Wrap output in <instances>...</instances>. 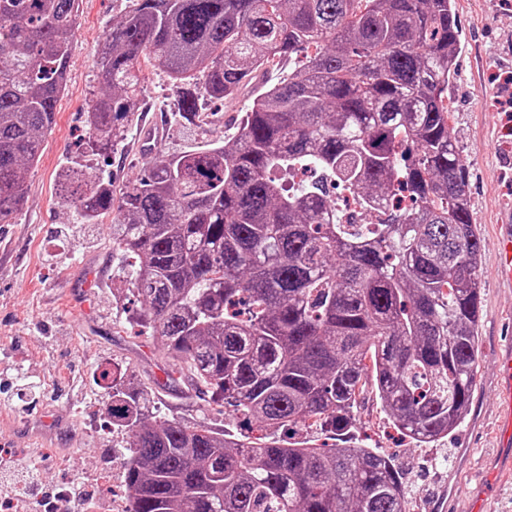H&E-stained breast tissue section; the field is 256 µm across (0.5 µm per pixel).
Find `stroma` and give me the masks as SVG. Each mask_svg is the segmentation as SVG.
<instances>
[{"label": "stroma", "mask_w": 512, "mask_h": 512, "mask_svg": "<svg viewBox=\"0 0 512 512\" xmlns=\"http://www.w3.org/2000/svg\"><path fill=\"white\" fill-rule=\"evenodd\" d=\"M129 0H81L69 80L43 137L37 163L25 171V202L12 223L0 224V461L34 459L52 493L83 492L95 512L125 502L126 432L108 416L111 392L94 379L97 367L127 366L154 386V406L185 425L239 430L232 413L211 409L188 388L159 341L123 332L112 277L121 264L109 221L72 223L59 204V174L88 140L84 114L100 97L95 61L105 32ZM460 30L451 135L468 163V196L482 242V312L472 406L462 426L430 448L401 440L374 397L356 412L355 432L393 455L404 473L410 512H467L485 499L491 512H512V462L505 448L512 400L498 365L512 353V284L497 265V240L512 218V0H456ZM287 64H272L236 97L201 96L203 116H178V88L145 68L147 110L126 127L113 151L97 155L98 174L120 190L161 155H176L232 136L253 95L277 83Z\"/></svg>", "instance_id": "35a3bbf8"}]
</instances>
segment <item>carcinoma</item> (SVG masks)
Here are the masks:
<instances>
[{
  "mask_svg": "<svg viewBox=\"0 0 512 512\" xmlns=\"http://www.w3.org/2000/svg\"><path fill=\"white\" fill-rule=\"evenodd\" d=\"M78 2L0 0V224L54 125ZM459 42L454 0H131L112 23L86 112L97 153L142 110L145 65L183 86L191 124L197 74L224 100L288 62L231 139L157 158L118 197L87 166L59 175L74 223L113 214L118 299L141 304L121 328L250 423L169 420L128 369L100 368L129 436L125 512H407L393 458L351 441L353 410L370 393L428 447L471 407L481 240L449 128ZM344 193L379 222L343 216Z\"/></svg>",
  "mask_w": 512,
  "mask_h": 512,
  "instance_id": "carcinoma-1",
  "label": "carcinoma"
}]
</instances>
